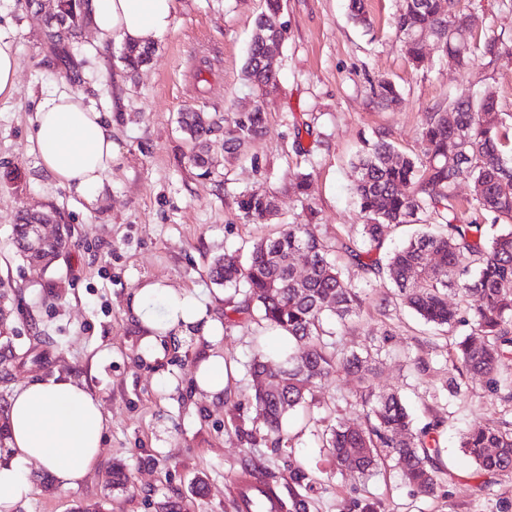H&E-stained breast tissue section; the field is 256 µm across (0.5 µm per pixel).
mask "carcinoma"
<instances>
[{
  "label": "carcinoma",
  "mask_w": 512,
  "mask_h": 512,
  "mask_svg": "<svg viewBox=\"0 0 512 512\" xmlns=\"http://www.w3.org/2000/svg\"><path fill=\"white\" fill-rule=\"evenodd\" d=\"M458 0H412L395 18L403 36L409 63L423 62L422 45L417 36L424 33L440 41L443 51L471 70L479 59L492 63L500 52L499 42L473 35L460 44L448 36L450 15ZM67 34L49 27L50 38L69 43L79 36L82 17L89 0H63ZM284 37L280 0H266L265 11L255 22V32L244 65L246 80L266 96L278 86L279 67L265 57V45ZM153 46H128L122 60L132 72L146 64ZM373 93L387 107L400 101L396 85L387 78L377 80ZM454 111V124L448 113L428 112L419 132V152L399 153L382 134L367 142L358 156L354 194L367 222L361 225L360 239L322 237L314 224H290L272 237L254 242L247 262L236 253L214 259L211 273L226 287L246 288L244 307L231 311H255L267 327L286 333L297 345L287 364L270 368L262 358L250 364L253 377L265 382L254 385V401L265 416L266 435L274 448L288 439L283 428L289 412L306 403L311 388L323 378L344 372L354 375L366 370L370 352L345 353L337 342L328 340L332 332L327 321H345L357 313L360 292L341 276V266L354 264L368 278L389 282L401 302L427 323L453 326L460 322L464 309L448 304L453 291L468 305L472 328L456 342L451 361L457 369L487 378L495 388L512 392V379L498 377L502 357L512 353V126L509 114L500 111L493 96L474 97L462 91L448 103ZM266 113L257 106L240 112L227 125L211 120L204 124L196 112H182L179 127L191 144L190 163L209 172L207 145L217 131H224V152L237 159L244 148L260 138L265 130ZM467 180L472 187L468 207L492 217L505 229L487 241L480 224L458 220L459 202L454 190ZM237 207L246 222L265 224L276 215L273 196L260 190H247L237 198ZM442 220V231L410 238L383 258L371 257L382 248L389 229L418 221L425 208ZM32 216L21 212L15 224L16 242L22 253L26 226ZM306 258L303 277L295 273L294 257ZM364 423L350 427L342 422L325 429L323 447L328 449L336 470L355 472L360 477L373 475L382 455L396 461L409 484L426 493L436 489L437 467L429 454L439 423L416 428L401 399L394 393L360 395ZM460 447L485 475L512 469V422L507 420L475 426L460 440ZM316 479L300 466L288 471V512H309V492Z\"/></svg>",
  "instance_id": "cac0c4a2"
}]
</instances>
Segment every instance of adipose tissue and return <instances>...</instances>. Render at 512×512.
I'll use <instances>...</instances> for the list:
<instances>
[{
  "label": "adipose tissue",
  "mask_w": 512,
  "mask_h": 512,
  "mask_svg": "<svg viewBox=\"0 0 512 512\" xmlns=\"http://www.w3.org/2000/svg\"><path fill=\"white\" fill-rule=\"evenodd\" d=\"M93 44L143 46L164 41L174 30L176 0H91ZM111 117L98 112L78 91L51 94L38 105L33 141L44 170L59 184L95 203L120 147ZM138 324L143 358H163L173 337L197 336L212 347L198 359L197 394L220 401L235 373L215 350L224 333L212 306L197 293L164 279L137 285L128 302ZM105 416L98 398L73 378L54 374L16 389L6 413L7 445L0 457V512H14L33 489V465H40L62 491L77 489L103 453Z\"/></svg>",
  "instance_id": "1"
}]
</instances>
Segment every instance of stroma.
Wrapping results in <instances>:
<instances>
[{
	"label": "stroma",
	"mask_w": 512,
	"mask_h": 512,
	"mask_svg": "<svg viewBox=\"0 0 512 512\" xmlns=\"http://www.w3.org/2000/svg\"><path fill=\"white\" fill-rule=\"evenodd\" d=\"M281 5L279 85L262 97L242 66L265 0H176L174 31L135 73L123 68L120 43L92 52L88 30L78 44L53 46L26 0H0V32L13 38L19 64L14 93L0 97V449L10 395L57 372L95 395L106 420L102 458L80 487L59 490L33 469L34 491L17 512H161L168 501L181 512H236L231 489L245 469H270L284 488L292 466L320 480L311 512H344L346 503L364 499L384 512H512V471L483 480L460 446L469 428L512 420V400L451 366L449 351L465 326L424 323L386 289L369 285L359 267L342 272L363 306L329 329L345 351H371L375 368L363 380L333 375L314 388L306 412L288 416L287 447L265 438L247 364L257 353L284 364L288 341L271 339L249 315L216 344L236 367L223 402L193 388L204 339L176 342L155 362L138 353L128 300L142 279L197 291L224 314L233 293L212 280L215 257L248 254L255 240L291 224L317 225L332 240L364 223L352 194V160L363 140L382 132L398 151L418 150L426 113L447 110L471 83L512 113V0H461L458 25L478 21L481 34L501 42L497 60L473 76L431 40L423 44V66H409L394 25L403 0H367V28L350 20L348 0ZM382 76L399 88L400 105L372 97L370 84ZM70 89L112 113V137L122 149L92 205L46 174L31 140L38 102ZM259 103L266 128L246 159L225 163L224 138L214 134L211 174L199 176L188 161L180 112L195 107L221 122ZM255 188L278 203L270 223L240 216L237 196ZM51 207L70 243L45 270L19 256L13 226L20 211ZM366 382L399 393L417 423L441 421L434 493L408 484L392 463L366 479L333 474L319 435L339 420L359 424L355 393ZM118 463L130 477L121 488L112 485Z\"/></svg>",
	"instance_id": "35a3bbf8"
}]
</instances>
